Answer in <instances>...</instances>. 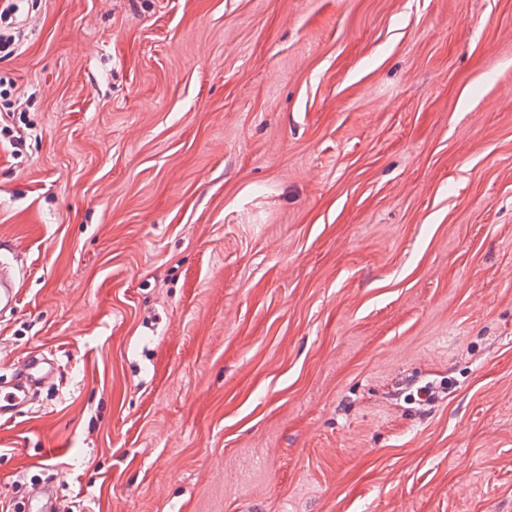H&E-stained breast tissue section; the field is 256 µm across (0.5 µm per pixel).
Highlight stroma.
<instances>
[{"instance_id": "stroma-1", "label": "stroma", "mask_w": 512, "mask_h": 512, "mask_svg": "<svg viewBox=\"0 0 512 512\" xmlns=\"http://www.w3.org/2000/svg\"><path fill=\"white\" fill-rule=\"evenodd\" d=\"M15 19L0 512H512V0ZM25 375L23 378L10 382L7 386L2 380L0 383V421L14 417L15 408L26 404L31 399L32 389L51 377L56 372L54 363L45 362L44 359L30 357L25 362ZM6 391L2 397V391ZM2 401L4 404H2Z\"/></svg>"}]
</instances>
